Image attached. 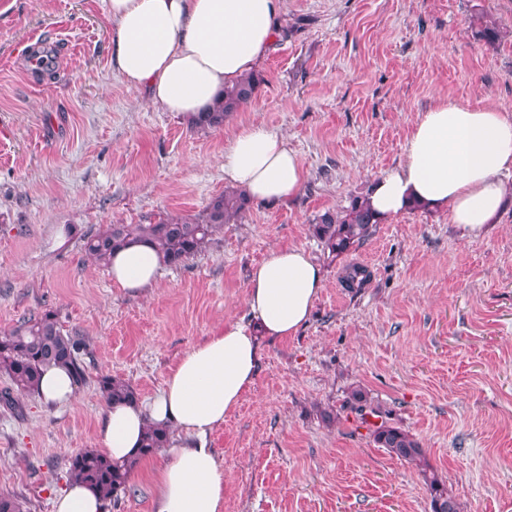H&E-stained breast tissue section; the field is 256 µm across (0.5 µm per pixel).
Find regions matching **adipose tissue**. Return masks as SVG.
Wrapping results in <instances>:
<instances>
[{
    "mask_svg": "<svg viewBox=\"0 0 512 512\" xmlns=\"http://www.w3.org/2000/svg\"><path fill=\"white\" fill-rule=\"evenodd\" d=\"M112 22V66L154 106L193 118L217 103L225 86L253 73L278 33L283 0H104ZM512 118L449 98L421 112L405 159L373 183L366 198L388 221L413 205L448 211L475 231L512 202ZM298 153L280 133L239 128L224 150V181L259 202L293 199L306 179ZM161 262L147 244L113 253L112 280L129 292L154 287ZM323 272L298 246L271 250L250 274L251 321L230 320L188 349L145 404H114L100 423L103 450L132 457L147 425L175 430L154 482L153 512H221L224 471L208 445L212 431L253 385L260 337L283 339L306 322Z\"/></svg>",
    "mask_w": 512,
    "mask_h": 512,
    "instance_id": "1",
    "label": "adipose tissue"
}]
</instances>
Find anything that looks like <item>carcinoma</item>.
<instances>
[{
	"mask_svg": "<svg viewBox=\"0 0 512 512\" xmlns=\"http://www.w3.org/2000/svg\"><path fill=\"white\" fill-rule=\"evenodd\" d=\"M260 84V76L252 73L225 88L222 101L213 111L200 113L192 125L201 129L224 126L225 119L256 96ZM249 205L250 200L240 191L227 188L212 197L198 215L161 217L150 224H111L87 237L85 250L106 266L114 251L140 241L151 245L166 265L177 267L201 253L224 225L241 219ZM373 224L374 216L365 199L357 196L342 210L316 216L313 231L330 253L341 255L368 238ZM368 280V272L360 266L349 267L344 277L346 287L351 289L364 287ZM86 351L84 338L64 332L54 312L46 310L23 318L12 331L0 336V371L11 382L0 393V404L7 410L19 411L20 399L36 395L41 375L50 367H63L72 374L75 384H85L88 371L83 355ZM98 385L108 405L138 399L128 383L110 375L100 376ZM169 435L168 429L148 426L136 456L125 461H114L93 449L79 452L69 459V477L102 496L114 498L127 491L133 470L165 447ZM371 436L378 447L421 468L432 512H459L442 476L426 463L418 440L386 421L372 430ZM0 512H27L26 502L15 495L0 494Z\"/></svg>",
	"mask_w": 512,
	"mask_h": 512,
	"instance_id": "cac0c4a2",
	"label": "carcinoma"
}]
</instances>
